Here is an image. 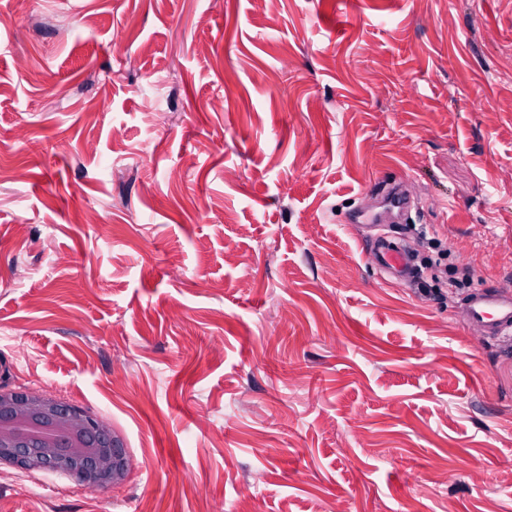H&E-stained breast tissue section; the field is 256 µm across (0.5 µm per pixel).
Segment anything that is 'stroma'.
I'll list each match as a JSON object with an SVG mask.
<instances>
[{
	"mask_svg": "<svg viewBox=\"0 0 512 512\" xmlns=\"http://www.w3.org/2000/svg\"><path fill=\"white\" fill-rule=\"evenodd\" d=\"M511 271L506 0H0V386L130 461L0 512H512ZM370 256L390 279L400 283L413 279L414 261L401 243L381 235L375 240ZM467 301L474 326L485 329L489 336L511 338L512 296L504 297L483 288L471 293Z\"/></svg>",
	"mask_w": 512,
	"mask_h": 512,
	"instance_id": "35a3bbf8",
	"label": "stroma"
}]
</instances>
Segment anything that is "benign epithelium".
<instances>
[{"label": "benign epithelium", "mask_w": 512, "mask_h": 512, "mask_svg": "<svg viewBox=\"0 0 512 512\" xmlns=\"http://www.w3.org/2000/svg\"><path fill=\"white\" fill-rule=\"evenodd\" d=\"M0 460L27 471L64 472L98 487L125 481L129 471L111 428L32 392L0 390Z\"/></svg>", "instance_id": "1"}]
</instances>
